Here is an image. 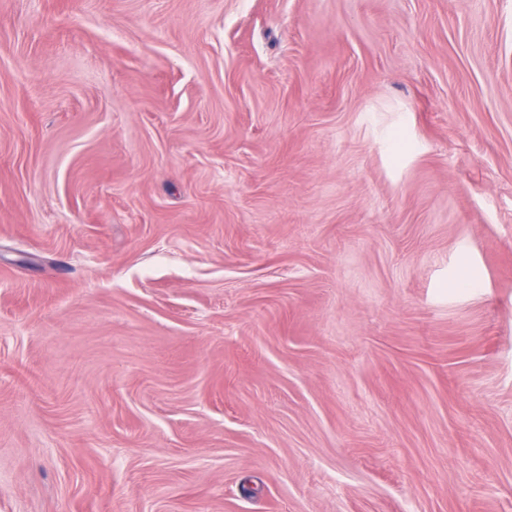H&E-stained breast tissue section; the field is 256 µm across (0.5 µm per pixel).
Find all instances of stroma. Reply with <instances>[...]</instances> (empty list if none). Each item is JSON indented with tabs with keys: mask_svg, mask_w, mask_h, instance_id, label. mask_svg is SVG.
<instances>
[{
	"mask_svg": "<svg viewBox=\"0 0 512 512\" xmlns=\"http://www.w3.org/2000/svg\"><path fill=\"white\" fill-rule=\"evenodd\" d=\"M0 512H512V0H0Z\"/></svg>",
	"mask_w": 512,
	"mask_h": 512,
	"instance_id": "obj_1",
	"label": "stroma"
}]
</instances>
